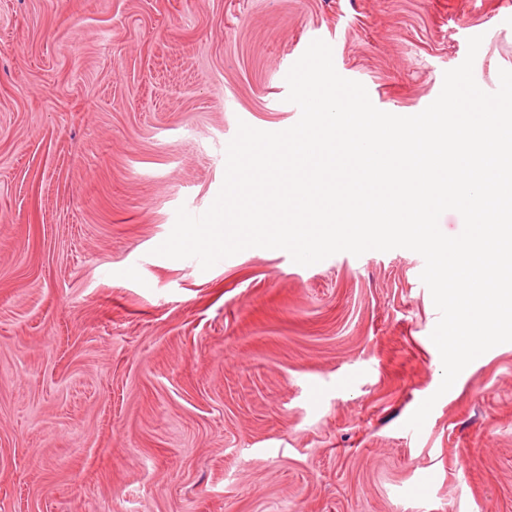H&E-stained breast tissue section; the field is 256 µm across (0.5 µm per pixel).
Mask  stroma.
I'll return each instance as SVG.
<instances>
[{"mask_svg":"<svg viewBox=\"0 0 512 512\" xmlns=\"http://www.w3.org/2000/svg\"><path fill=\"white\" fill-rule=\"evenodd\" d=\"M476 35L492 93L512 0H0V512H512V343L438 394L421 255L153 253L313 40L409 116Z\"/></svg>","mask_w":512,"mask_h":512,"instance_id":"stroma-1","label":"stroma"}]
</instances>
